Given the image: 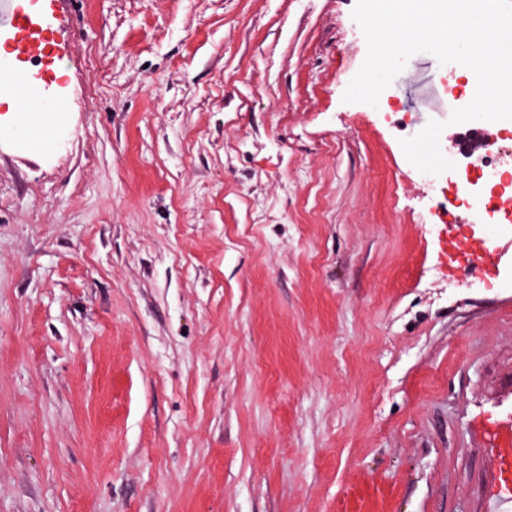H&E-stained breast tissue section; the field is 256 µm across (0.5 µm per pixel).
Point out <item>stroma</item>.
I'll return each instance as SVG.
<instances>
[{
    "instance_id": "obj_1",
    "label": "stroma",
    "mask_w": 512,
    "mask_h": 512,
    "mask_svg": "<svg viewBox=\"0 0 512 512\" xmlns=\"http://www.w3.org/2000/svg\"><path fill=\"white\" fill-rule=\"evenodd\" d=\"M355 0H32L50 145L0 88V512H485L512 429V229L422 223L459 144L414 54L343 102ZM412 111L413 125L392 108ZM456 165L401 147L430 121Z\"/></svg>"
}]
</instances>
